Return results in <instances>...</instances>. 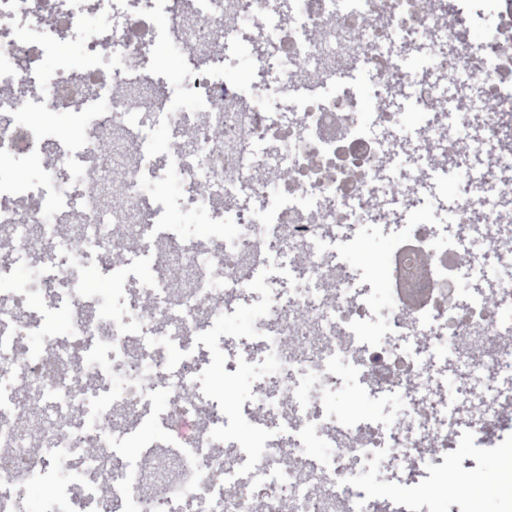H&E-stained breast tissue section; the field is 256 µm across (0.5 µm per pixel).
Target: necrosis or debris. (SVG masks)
<instances>
[{
	"label": "necrosis or debris",
	"instance_id": "1",
	"mask_svg": "<svg viewBox=\"0 0 512 512\" xmlns=\"http://www.w3.org/2000/svg\"><path fill=\"white\" fill-rule=\"evenodd\" d=\"M253 27L223 21L224 0H0V223L14 244L0 258V512H469L477 486L502 489L497 512H512V473L481 464L512 446L503 409L512 387L479 389L485 375L512 371V279L490 282L496 306L476 294V270L458 242L475 226L491 260L512 256V214L484 208L478 194L512 198V83L500 62L512 42L496 35L497 0H456L422 11L421 0H244ZM374 16L350 65L335 52L349 16ZM483 35L470 54L459 19ZM429 43L424 63L400 58ZM165 56H155L158 46ZM109 59H102V47ZM254 75L245 81L240 64ZM318 72L298 84L294 70ZM185 74L179 90L159 73ZM485 87L496 102L480 118L491 146L488 179L453 195L450 220L458 240L435 233L405 188L415 170L384 179L399 156L402 131L420 149L438 145L433 72ZM123 95H111L115 81ZM410 90L414 106L385 102ZM222 111H215V104ZM125 136L113 138L105 176L88 182L84 163L114 116ZM221 120L222 141L211 123ZM189 150L158 161L159 132ZM296 170L277 184L276 171ZM361 178H351V171ZM128 184L111 238L89 235L116 181ZM203 218L212 247L179 244L166 227L173 198ZM411 214L395 248L366 245L386 230L391 206ZM73 219L65 244L44 252L30 228ZM162 228L172 246L153 277L133 280L107 260L129 225ZM247 245L250 263L231 256ZM420 249L438 287L462 296L468 313L412 310L400 299L408 257ZM306 252L307 265L288 269V285L266 288L264 272ZM97 268L113 290L94 288L79 271ZM187 281L181 302L166 288L170 274ZM149 292V310L134 290ZM67 306V320L46 314ZM305 309L298 352L283 344L289 314ZM480 313L483 355L460 348L472 313ZM223 328V343L195 350L197 339ZM257 347L262 381L239 373L237 349ZM223 360L224 377L210 373ZM27 384L40 399L19 400ZM479 404L462 422L472 456L441 448L448 429L434 415L448 393ZM396 399L386 431L374 427L366 403ZM168 429L180 416L203 426L186 443L153 448L117 414ZM263 442H256L258 429ZM99 448L86 461V447ZM295 454L319 474L321 488H295L275 463ZM109 470L112 497L97 484ZM402 482L408 493L378 505V482Z\"/></svg>",
	"mask_w": 512,
	"mask_h": 512
}]
</instances>
